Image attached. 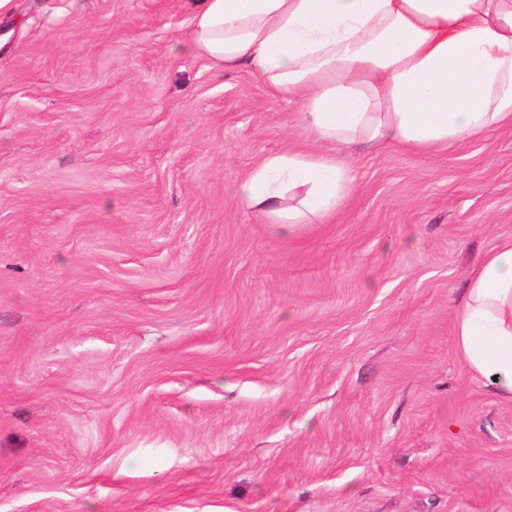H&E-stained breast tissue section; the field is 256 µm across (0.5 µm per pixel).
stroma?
Returning <instances> with one entry per match:
<instances>
[{
  "instance_id": "stroma-1",
  "label": "stroma",
  "mask_w": 512,
  "mask_h": 512,
  "mask_svg": "<svg viewBox=\"0 0 512 512\" xmlns=\"http://www.w3.org/2000/svg\"><path fill=\"white\" fill-rule=\"evenodd\" d=\"M0 35V512H512V404L460 361L512 127L349 147L332 224L240 180L313 143L193 0H17Z\"/></svg>"
}]
</instances>
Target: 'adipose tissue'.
<instances>
[{
	"mask_svg": "<svg viewBox=\"0 0 512 512\" xmlns=\"http://www.w3.org/2000/svg\"><path fill=\"white\" fill-rule=\"evenodd\" d=\"M186 48L299 107L317 151L268 155L237 187L274 224L335 221L356 181L341 148L446 150L512 125V0H195ZM453 336L512 402L511 234L475 261Z\"/></svg>",
	"mask_w": 512,
	"mask_h": 512,
	"instance_id": "ef3b65f1",
	"label": "adipose tissue"
}]
</instances>
